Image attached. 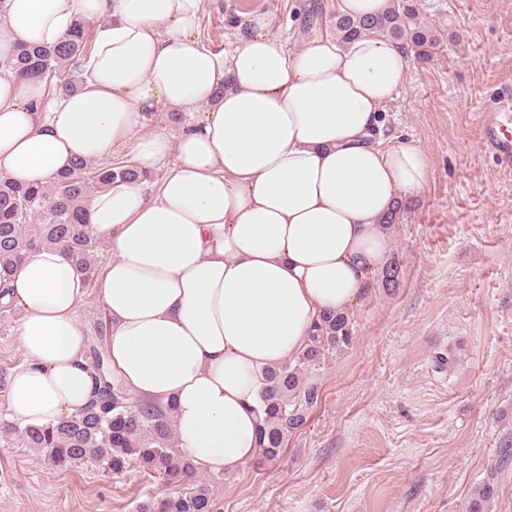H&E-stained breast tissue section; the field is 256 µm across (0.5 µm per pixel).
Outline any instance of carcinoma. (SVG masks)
<instances>
[{
	"label": "carcinoma",
	"mask_w": 512,
	"mask_h": 512,
	"mask_svg": "<svg viewBox=\"0 0 512 512\" xmlns=\"http://www.w3.org/2000/svg\"><path fill=\"white\" fill-rule=\"evenodd\" d=\"M333 27L344 44L366 35L381 36L404 45L423 61L433 60L444 42L423 16L419 0H389L382 13L370 18L338 12ZM88 52V32L79 18L54 46H19L9 67L23 80L36 78L50 91L66 93L73 90V84H58L60 70L78 63ZM144 178L132 165L94 166L83 161L44 185L19 184L1 176L0 287L27 255L56 244L66 247L85 281H90L99 242L90 229L88 203L117 179ZM33 217L38 223H29ZM399 273L393 260L377 281L383 288H395ZM353 330L348 313H331L315 326L310 343L293 361L266 372L260 395L263 422L258 433L259 455L264 460L280 457L284 440L306 423L307 411L317 400L314 386L305 384L304 375L315 370L327 352L347 347ZM93 371L100 383L98 397L81 413L41 426L11 424L0 432V441L31 448L59 469L95 463L118 474L135 464L152 477L189 480L181 494L162 500L148 498L137 512H218L213 488L223 475L198 477L192 461L178 448L172 407L135 406L120 384L100 372V364H95ZM492 494L491 486L480 488L468 501L467 512H486Z\"/></svg>",
	"instance_id": "carcinoma-1"
}]
</instances>
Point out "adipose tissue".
<instances>
[{
	"mask_svg": "<svg viewBox=\"0 0 512 512\" xmlns=\"http://www.w3.org/2000/svg\"><path fill=\"white\" fill-rule=\"evenodd\" d=\"M208 0H0V175L42 184L126 142L158 186L117 180L90 203L112 258L96 288L112 377L173 405L181 451L230 473L258 453L266 371L292 361L325 315L358 304L383 266V218L430 177L385 107L409 71L402 45L326 38L291 53L269 14L224 52L198 30ZM97 21L86 87L47 99L8 67L17 46ZM175 112L177 137L146 133ZM87 284L62 247L31 253L0 306L16 309L24 362L5 407L25 425L79 414L97 396L77 315ZM185 119L182 116L180 121H175L171 118L169 112H155L151 116H148L145 121L143 131L147 133L151 132H163L168 135H176L179 130L180 123Z\"/></svg>",
	"mask_w": 512,
	"mask_h": 512,
	"instance_id": "1",
	"label": "adipose tissue"
}]
</instances>
